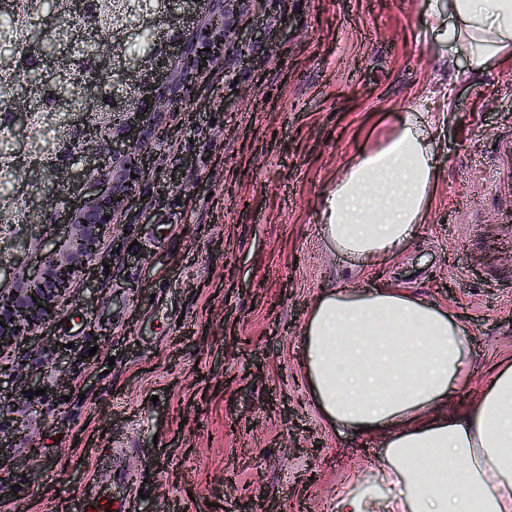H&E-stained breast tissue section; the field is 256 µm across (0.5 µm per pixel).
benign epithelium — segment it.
Instances as JSON below:
<instances>
[{
	"label": "benign epithelium",
	"mask_w": 512,
	"mask_h": 512,
	"mask_svg": "<svg viewBox=\"0 0 512 512\" xmlns=\"http://www.w3.org/2000/svg\"><path fill=\"white\" fill-rule=\"evenodd\" d=\"M238 2L224 0V17L216 16L209 24L198 18L187 24L174 8L163 10L170 28L183 33L178 46L189 42L195 47L184 60L183 85L207 71L216 56L242 45L227 21ZM84 43L81 37L74 47L55 51L47 69L73 71ZM146 73V67L134 61L120 70L121 81L139 91L144 101L142 112H126L123 103L115 104L123 128L120 134L104 135L88 120L86 133L73 143L72 161L46 166L39 160L19 159L15 171L19 186L36 187L38 195L21 198L29 206L30 219L20 225L15 251L0 259V320L6 324L0 326V379L13 373L7 349L24 346L37 336L70 297L76 280L91 278L100 246L114 230L116 210L135 200L151 173L150 155L142 141L148 131L162 141L169 129L156 119L160 111L146 85L150 81Z\"/></svg>",
	"instance_id": "7a95c632"
}]
</instances>
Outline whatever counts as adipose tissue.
<instances>
[{"mask_svg":"<svg viewBox=\"0 0 512 512\" xmlns=\"http://www.w3.org/2000/svg\"><path fill=\"white\" fill-rule=\"evenodd\" d=\"M439 53L475 73L512 55V0H443L430 16ZM436 176L432 123L410 112L349 165L322 210L325 236L361 264L414 236ZM305 376L336 428L385 429V461L338 512H512V362L462 412L441 409L469 378L468 332L453 315L393 288L333 289L302 334Z\"/></svg>","mask_w":512,"mask_h":512,"instance_id":"adipose-tissue-1","label":"adipose tissue"}]
</instances>
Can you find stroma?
Masks as SVG:
<instances>
[{
	"label": "stroma",
	"mask_w": 512,
	"mask_h": 512,
	"mask_svg": "<svg viewBox=\"0 0 512 512\" xmlns=\"http://www.w3.org/2000/svg\"><path fill=\"white\" fill-rule=\"evenodd\" d=\"M436 2L243 0L244 52L193 80L194 115L162 114L175 133L147 144L152 172L92 280L0 384V512H74L117 439L148 478L135 512H336L388 434L332 427L304 380L312 303L378 283L328 245L321 210L411 109L435 124L436 179L382 273L464 323L479 367L512 359V180L492 163L512 135V59L448 65ZM29 374L45 394H23Z\"/></svg>",
	"instance_id": "1"
}]
</instances>
